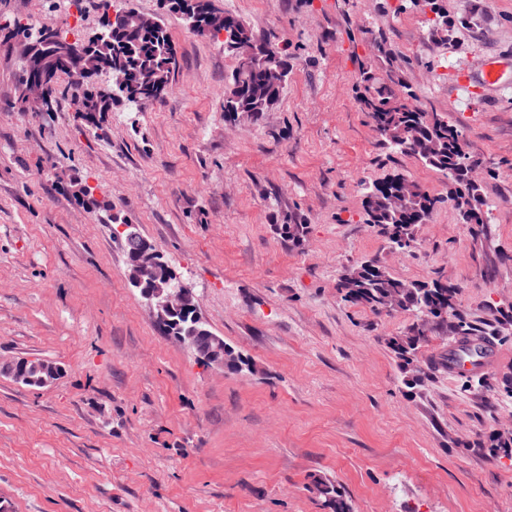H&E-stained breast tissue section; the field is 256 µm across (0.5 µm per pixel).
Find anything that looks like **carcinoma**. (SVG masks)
Returning <instances> with one entry per match:
<instances>
[{"label": "carcinoma", "instance_id": "1", "mask_svg": "<svg viewBox=\"0 0 512 512\" xmlns=\"http://www.w3.org/2000/svg\"><path fill=\"white\" fill-rule=\"evenodd\" d=\"M118 11L125 17L112 25V35L100 43L88 48L76 57L71 69L59 73L56 81L67 80V91L81 114L92 115L96 112L112 111L121 102L138 112L145 111L151 102L127 94L117 89L112 99L100 98L96 91L94 75L86 69L97 70L106 65L121 66L130 73L135 82L150 83L157 77L165 78L167 85H172L178 66L175 47L165 24L157 30H141L133 25L130 18L137 13L133 0H121ZM224 26L232 27L243 35L246 47L252 50V62L248 69H234L224 96L226 112H264L272 106L281 94V88L273 89L266 82L269 69L289 70L288 54L270 42L258 39L253 30L240 16L225 12ZM8 38L33 39L41 27L19 19L5 26ZM363 81L365 89H374L361 96L363 111L367 112L373 130L380 143L392 154L411 155L425 167L441 173L448 180V198L453 202L462 223L474 222L483 227L488 224V210L481 197L478 176L470 175L465 161L470 156L465 151L459 131L448 120L436 112H423L414 103V95L399 93L390 86L373 88L375 77L367 71ZM413 188L402 208L396 210L389 203V193ZM363 204L367 222L377 227L386 238L388 246L395 245L397 239L405 238L415 241L414 228L424 223L432 214L440 198L432 195L421 185L396 174L381 181L365 184ZM93 209L112 210L108 199L94 197V188L87 185L80 189ZM304 224H281L279 231L293 245H299L305 235ZM363 265L368 271L366 279L357 287L350 288L346 275H341L337 290L342 298L356 305H362L374 313H380L385 301L394 296L397 299L398 312H409L420 318L421 309L425 307H444L447 317L434 314L436 323L448 326L460 335L451 353L457 360L468 359L474 362L487 356V337L499 335V328L512 325V309L499 311L500 317L491 323L481 324L469 320L456 304L457 288L440 280L415 282L413 287H406V282L394 277L387 268L376 260H365ZM427 341V333L413 324L405 336H395L387 345L400 361L402 369L412 374L409 369V357L418 347ZM489 452L497 456H512V436L497 434L490 441ZM316 489L323 498L322 506L328 512H351V507L340 488L327 481H320Z\"/></svg>", "mask_w": 512, "mask_h": 512}]
</instances>
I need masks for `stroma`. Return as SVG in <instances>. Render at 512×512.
<instances>
[{
	"mask_svg": "<svg viewBox=\"0 0 512 512\" xmlns=\"http://www.w3.org/2000/svg\"><path fill=\"white\" fill-rule=\"evenodd\" d=\"M98 2L73 25L69 0H0V25H71L84 40ZM214 4L288 54L267 112H225L236 58L160 0L135 5L170 32L173 87L100 129L64 96L48 112L12 109L22 62L0 41V359L64 369L45 388L0 375V499L11 512H324L323 480L352 512H512V458L488 450L512 432V335L480 373L440 369L410 389L387 341L412 315L336 289L376 259L400 280L454 285L470 319L512 308V87L482 84L488 59L512 56V0ZM459 68L472 95L449 84ZM366 70L461 133L483 170L484 229L461 222L440 173L379 146L358 100ZM393 173L440 198L404 254L363 207V184ZM86 183L111 211L87 206ZM116 215L163 251L253 371L203 368L156 329ZM281 224L306 225L303 244Z\"/></svg>",
	"mask_w": 512,
	"mask_h": 512,
	"instance_id": "35a3bbf8",
	"label": "stroma"
}]
</instances>
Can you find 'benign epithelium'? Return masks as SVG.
I'll list each match as a JSON object with an SVG mask.
<instances>
[{"label":"benign epithelium","instance_id":"1","mask_svg":"<svg viewBox=\"0 0 512 512\" xmlns=\"http://www.w3.org/2000/svg\"><path fill=\"white\" fill-rule=\"evenodd\" d=\"M170 7L190 20L189 26H198L195 20L197 0H173ZM21 56L29 68L38 73V78L27 83L25 96L36 106L47 104V90L53 76L64 69L72 67L74 54L52 58L36 55L31 45L24 41L16 42ZM118 234L125 239L138 242L135 253L129 261L128 280L140 289V296L151 312L156 325L163 328L168 335L188 348H198L199 358L209 368H229V346L224 339L210 329L203 318L197 294L184 284L175 285L163 260L162 253L145 240L137 224H121ZM62 368L53 361L20 357L8 362H0V374L23 384H37L46 387L53 384L61 375Z\"/></svg>","mask_w":512,"mask_h":512}]
</instances>
